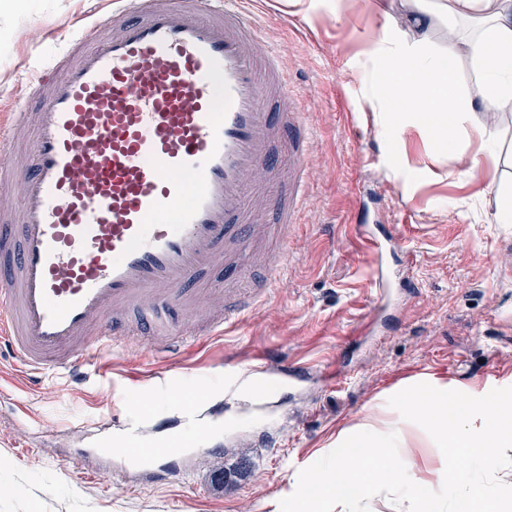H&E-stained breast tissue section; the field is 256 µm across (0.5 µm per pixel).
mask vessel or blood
Returning <instances> with one entry per match:
<instances>
[{"instance_id":"b4317fda","label":"vessel or blood","mask_w":512,"mask_h":512,"mask_svg":"<svg viewBox=\"0 0 512 512\" xmlns=\"http://www.w3.org/2000/svg\"><path fill=\"white\" fill-rule=\"evenodd\" d=\"M246 0H125L86 26L70 53L36 70L37 122L22 170L0 168L21 195L0 207V349L35 374L102 367L116 345L172 349L191 329L209 336L239 320L262 291L229 293L223 315L197 326L203 301L188 283L222 266L247 278L237 257L255 217L246 173L284 171L268 231L285 260L289 228L307 202L310 143L275 50L260 49ZM167 389L195 447L210 432L209 389ZM121 427L144 401L122 400Z\"/></svg>"}]
</instances>
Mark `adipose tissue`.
I'll return each mask as SVG.
<instances>
[{"instance_id":"obj_1","label":"adipose tissue","mask_w":512,"mask_h":512,"mask_svg":"<svg viewBox=\"0 0 512 512\" xmlns=\"http://www.w3.org/2000/svg\"><path fill=\"white\" fill-rule=\"evenodd\" d=\"M449 17L475 21L477 64L494 81L498 108L512 106V0H445ZM452 58L411 65L424 86L384 78L377 96L409 98V112L439 135L454 139L460 116L481 125L477 106L459 109L455 98L434 100L426 84L446 78ZM394 418L380 420L371 406L360 421L338 430L335 449L305 481L292 482L291 512H369L384 495L407 512H512V482L504 479L505 452L512 449V404L486 390L467 388L430 373L395 392ZM436 449L440 463L419 475L416 449Z\"/></svg>"}]
</instances>
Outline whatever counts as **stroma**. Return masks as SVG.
I'll list each match as a JSON object with an SVG mask.
<instances>
[{
    "label": "stroma",
    "mask_w": 512,
    "mask_h": 512,
    "mask_svg": "<svg viewBox=\"0 0 512 512\" xmlns=\"http://www.w3.org/2000/svg\"><path fill=\"white\" fill-rule=\"evenodd\" d=\"M0 0V131L31 95L29 76L57 61L87 23L121 0ZM414 37L413 0H250L264 45L277 51L290 94L306 113L309 199L289 234L288 259L262 302L227 333L158 353L131 344L102 373L35 378L0 353V512H274L288 483L315 470L338 429L388 403L392 389L429 373L499 395L512 384V110L493 109L473 57L475 33L428 0ZM454 50L462 105L486 106L483 136L461 120L442 145L423 125L394 137L399 103L374 94L401 51ZM478 158L480 170L467 172ZM388 280L385 295L371 283ZM306 366L282 380L283 361ZM185 386L210 382L222 420L208 447L186 451L177 472L151 481L136 460L109 459L114 396L137 391L179 414L152 387L171 368ZM255 371L263 400L224 396L225 369ZM111 469V483L100 471Z\"/></svg>",
    "instance_id": "obj_1"
}]
</instances>
